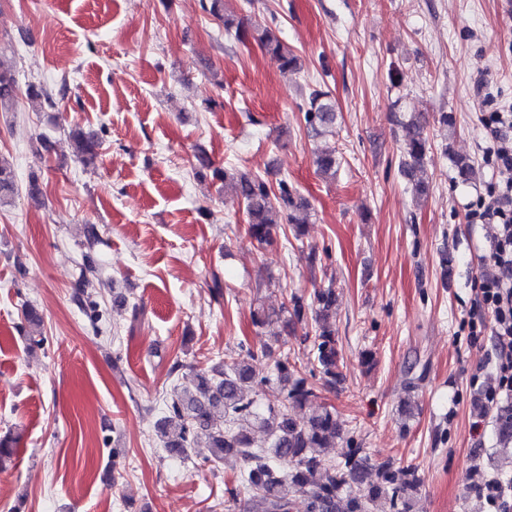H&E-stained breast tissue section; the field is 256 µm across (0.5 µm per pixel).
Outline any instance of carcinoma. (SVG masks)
Instances as JSON below:
<instances>
[{
  "label": "carcinoma",
  "instance_id": "obj_1",
  "mask_svg": "<svg viewBox=\"0 0 512 512\" xmlns=\"http://www.w3.org/2000/svg\"><path fill=\"white\" fill-rule=\"evenodd\" d=\"M202 8L219 19L228 31L235 30L238 40L253 39L266 53L276 58L284 72L300 71L299 59L288 48L273 27L248 31L241 20L224 15V0H202ZM19 91L12 60L0 52V111L11 110ZM69 92L63 78L50 88L30 82L26 97L38 112H52ZM304 121L321 135L336 125V110L330 92L313 88L308 95ZM405 137L400 146L402 167L407 172L421 168L428 150V140L419 120L401 122ZM75 156L84 165L95 163L100 143L97 137L79 127L69 131ZM196 176L212 174L213 178L231 184L243 205L246 232L258 244L273 241V231L282 221L302 224L296 215L308 209L305 199L282 179L272 186L265 177L252 172L221 170L206 152L194 155ZM16 190L15 174L0 162V205L11 202ZM98 269L89 255L83 256L76 281L75 301L84 304L95 288ZM336 305L333 282L313 292L311 302L293 294L277 310L259 309L253 313L257 326L289 314L297 319L315 309V336L312 360L297 365L288 354L273 356V349L264 346L255 352L248 348L231 365L216 363L209 369L194 373L192 386L182 388L167 404L168 416L159 432L164 448L173 457H186L189 450L203 442L211 449L213 461L239 465L241 485L226 488L227 502L241 505L250 512H291L292 497L300 493L306 499V512H374L375 503L389 498L394 512H409L410 496L417 491L418 478L413 467H395L382 463L373 468L366 465L362 449L352 448L340 459L327 456L326 449L340 435L336 412L322 406L304 421L294 418L317 398V388L331 386L340 376L339 352L334 331L325 325ZM28 340L33 346L44 342L40 313L30 307L25 311ZM273 361L274 376H260L252 361ZM277 381L283 393L277 405L259 406L256 396L271 381ZM257 428L267 435V445L254 443L250 430Z\"/></svg>",
  "mask_w": 512,
  "mask_h": 512
}]
</instances>
